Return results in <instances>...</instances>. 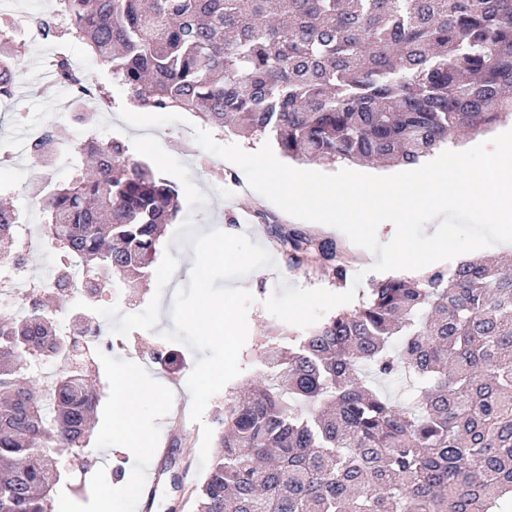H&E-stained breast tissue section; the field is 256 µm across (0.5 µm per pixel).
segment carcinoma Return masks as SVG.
<instances>
[{"mask_svg": "<svg viewBox=\"0 0 512 512\" xmlns=\"http://www.w3.org/2000/svg\"><path fill=\"white\" fill-rule=\"evenodd\" d=\"M50 2L32 19L44 37L84 44L135 103L268 134L296 162L413 164L512 113V0ZM20 71L0 41V102ZM54 78L77 104L105 97L65 57ZM72 149L85 165L69 182L35 186L56 285L0 320V512H50L58 459L80 457L98 404L80 366L28 377L77 349L48 294L93 305L106 275L138 287L179 212L177 186L125 144ZM21 226L1 203L0 240ZM281 242L293 266L344 279L336 241L292 230ZM215 424L195 512H512V262L373 281L358 310L272 347L267 379L234 392Z\"/></svg>", "mask_w": 512, "mask_h": 512, "instance_id": "carcinoma-1", "label": "carcinoma"}]
</instances>
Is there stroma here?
<instances>
[{
  "instance_id": "35a3bbf8",
  "label": "stroma",
  "mask_w": 512,
  "mask_h": 512,
  "mask_svg": "<svg viewBox=\"0 0 512 512\" xmlns=\"http://www.w3.org/2000/svg\"><path fill=\"white\" fill-rule=\"evenodd\" d=\"M21 59L23 79L14 99L0 103V153L10 154L11 162L0 166V197L22 212L25 232L30 241L28 264L34 277L53 273L57 254L43 239V211L35 206L27 193L30 184L40 180L42 171L26 153L31 128L57 122L64 137L78 140L86 136V124L74 119V92L58 84L41 66L55 42L51 39L15 38ZM70 59L90 83L108 86L112 97L90 104L97 117V138L121 139L132 158L156 165L179 188L181 211L179 220H192L194 226H207L229 234L237 233L238 222L250 224L252 242L264 247L273 259L271 266L252 271L237 279L236 285L248 291L253 300L248 306L249 333L239 355L241 373L230 381L224 393L209 401L203 420L213 424L217 410L224 404L225 393L252 382L261 381L264 372L263 351L272 328L288 329L299 335L309 327L331 316L349 313L369 295L376 257L362 251L361 262L348 265L344 280H337L322 269L290 267L283 257L278 233L299 229L313 237H330L348 245V237L333 227L298 218H284L280 209L255 190L239 192L247 177L237 165L203 150L196 142L186 141L191 127L175 122L157 127L134 128L121 120L118 111L127 105L123 85L110 81L105 71L81 44L70 46ZM216 169L211 182L203 183L196 172L201 166ZM175 225H167L160 239L177 259L175 274L164 288L161 314L156 329L135 330L128 336L108 335V344L93 356L92 374L100 396L90 441L83 454L84 470L62 465L61 481L54 494L53 512H97L102 487H120L123 482L142 483L148 469L161 471L159 491L149 503L141 496L121 498L119 512H194L189 498L192 487L206 474L199 463L202 430L187 421L180 441L168 444L169 426L176 407L175 386H186L199 352L180 343L161 339V332L172 329L171 307L177 291L189 283V269L194 253L191 247L173 244ZM174 352L177 366L168 367L155 361L157 352ZM138 369L148 395L143 402L140 427L147 437L138 447L128 446L115 431L113 419L112 381L117 374Z\"/></svg>"
}]
</instances>
